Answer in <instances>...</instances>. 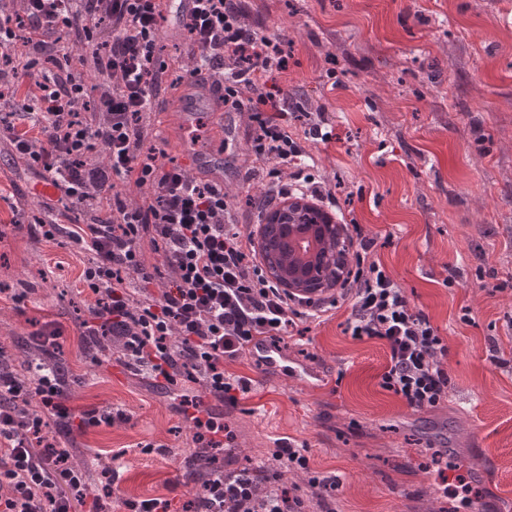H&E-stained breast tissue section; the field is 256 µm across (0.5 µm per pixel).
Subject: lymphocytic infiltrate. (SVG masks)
Wrapping results in <instances>:
<instances>
[{"instance_id": "obj_1", "label": "lymphocytic infiltrate", "mask_w": 512, "mask_h": 512, "mask_svg": "<svg viewBox=\"0 0 512 512\" xmlns=\"http://www.w3.org/2000/svg\"><path fill=\"white\" fill-rule=\"evenodd\" d=\"M18 11H0V87H35L22 104L20 124L4 130L16 157L39 168L56 198L40 200L48 212L87 208L89 222L64 226L39 221L14 228L54 240L65 234L89 253L82 277L96 296L84 321L89 338L121 341L122 365L182 387V364L192 363L208 393L235 402L238 379L225 361L244 354L255 338L272 347L299 334L303 321L328 311L324 299L297 297L272 283L256 262L253 233L223 186L192 176L163 154L143 152L151 133L146 117L167 90L168 65L156 53L165 17L162 0H18ZM184 31L191 48L184 81L210 79L224 91V109L249 116L247 138L254 178L265 170L266 203L307 196L335 205L326 182L297 170L304 155L284 123L279 99L263 75L288 68L279 39L245 21V0H196ZM80 48V68L71 64ZM54 73H40L41 57ZM101 80L91 93L83 69ZM102 153V163L89 157ZM150 194L130 202L118 186L126 180ZM375 239L363 236L346 261L340 287L354 299L347 330L356 340H380L387 362L380 387L417 411L448 398L444 365L448 346L428 315L414 309L402 288L372 260ZM159 253L167 271L162 286L144 262ZM59 367L33 369L22 379L0 368V512H82L90 469L77 470L70 452L45 434L48 419L84 430L112 423L98 410L73 418ZM36 406L28 421L16 409ZM277 468L260 464L211 472L198 498L201 512H336L334 478L310 473L307 486H284V471H308L309 459L287 441L276 442Z\"/></svg>"}]
</instances>
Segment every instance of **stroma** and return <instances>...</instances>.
Here are the masks:
<instances>
[{
    "label": "stroma",
    "mask_w": 512,
    "mask_h": 512,
    "mask_svg": "<svg viewBox=\"0 0 512 512\" xmlns=\"http://www.w3.org/2000/svg\"><path fill=\"white\" fill-rule=\"evenodd\" d=\"M247 20L281 37L288 69L271 82L309 173L336 194L345 225L377 240L374 253L448 343V399L416 411L382 390L387 349L345 334L350 300L283 351L327 378L306 387L273 379L248 357L225 369L248 384L225 424L231 447L196 458V426L182 396L168 394L115 359L94 364L82 323L95 301L80 279L87 260L66 238L10 230L16 212L37 215L44 182L0 140V347L16 375L29 371V335L60 331L53 363L67 372L73 415L120 411L124 421L69 433L49 424L72 456L95 470L119 467L105 506L126 498L195 500L198 474L242 469L286 437L307 449L310 470L333 476L337 512H445L446 490L472 480L484 501L512 512V0H248ZM190 90L161 93L145 149L188 165L179 114ZM323 113L328 141L310 138L304 110ZM249 118L206 121L202 148L224 155V190L247 212L263 190L250 167ZM497 341L504 365L487 357ZM448 457L439 478L426 449Z\"/></svg>",
    "instance_id": "35a3bbf8"
}]
</instances>
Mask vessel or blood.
Wrapping results in <instances>:
<instances>
[{
	"label": "vessel or blood",
	"instance_id": "obj_1",
	"mask_svg": "<svg viewBox=\"0 0 512 512\" xmlns=\"http://www.w3.org/2000/svg\"><path fill=\"white\" fill-rule=\"evenodd\" d=\"M205 112L218 118L222 117L224 99L221 91L217 88L208 86L197 89L195 94L185 100L180 114L184 134V149L187 153L194 155L200 169L206 171L214 181L220 183L224 180L223 154L213 151H196L193 141V129L198 125L201 114ZM248 355L265 368L275 371L277 376L292 378L302 385H310L312 379L319 376L317 370L289 360L283 352L270 347L259 339L250 344Z\"/></svg>",
	"mask_w": 512,
	"mask_h": 512
}]
</instances>
